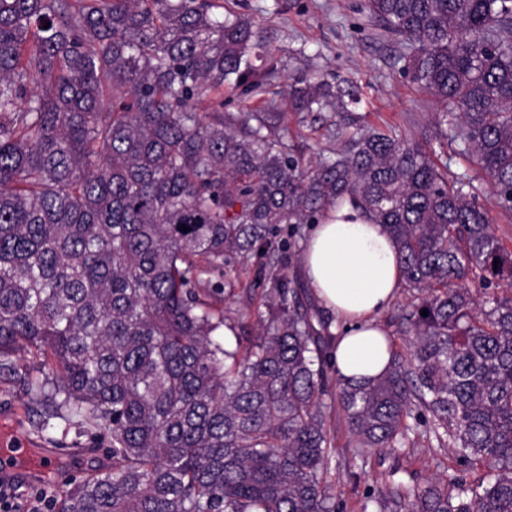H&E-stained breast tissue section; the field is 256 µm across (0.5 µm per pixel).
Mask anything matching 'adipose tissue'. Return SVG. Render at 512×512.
Masks as SVG:
<instances>
[{
	"mask_svg": "<svg viewBox=\"0 0 512 512\" xmlns=\"http://www.w3.org/2000/svg\"><path fill=\"white\" fill-rule=\"evenodd\" d=\"M318 302L343 325L333 356L346 380L369 381L388 368L381 314L402 283L394 244L365 211L343 202L313 225L300 256Z\"/></svg>",
	"mask_w": 512,
	"mask_h": 512,
	"instance_id": "obj_1",
	"label": "adipose tissue"
}]
</instances>
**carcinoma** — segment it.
Instances as JSON below:
<instances>
[{"mask_svg": "<svg viewBox=\"0 0 512 512\" xmlns=\"http://www.w3.org/2000/svg\"><path fill=\"white\" fill-rule=\"evenodd\" d=\"M366 6L408 44L437 151L352 117L309 166L276 105L224 111V85L248 96L274 77L255 21L224 0H0V373L33 355L27 387L53 400L40 429L94 428L112 459L57 512H336L332 336L279 231L343 200L386 228L419 300L409 353L391 345L382 376L339 381L349 435L381 452L432 434L495 471L372 501L512 512V248L439 158L477 166L512 212V0ZM288 94L299 112L357 102L328 82ZM254 256L255 329L226 305Z\"/></svg>", "mask_w": 512, "mask_h": 512, "instance_id": "carcinoma-1", "label": "carcinoma"}]
</instances>
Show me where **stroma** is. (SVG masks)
Masks as SVG:
<instances>
[{"instance_id": "stroma-1", "label": "stroma", "mask_w": 512, "mask_h": 512, "mask_svg": "<svg viewBox=\"0 0 512 512\" xmlns=\"http://www.w3.org/2000/svg\"><path fill=\"white\" fill-rule=\"evenodd\" d=\"M228 7L258 21L259 36L272 51L270 63L277 77L265 92L247 98L225 89V111L263 112L269 101H276L304 161H316L318 154H330L341 145L344 129L333 111H294L288 85L296 78L317 76L331 83L356 84L361 91L356 112L365 122L391 125L412 140L429 135L437 106L404 76L403 42L369 15L364 0H230ZM448 169L475 176L481 206L496 235L512 248V214L498 206L490 184L460 156L449 155ZM337 391V386H329L323 398L326 421L335 435L328 479L336 493V512H364L367 496L386 485L408 491L448 476L452 453L432 437H417L415 446L394 451L359 453L350 444ZM43 412V401L20 382L0 379V436L8 439L22 434L32 447L55 450L63 462L58 475L49 479L19 473L10 485L12 495L19 505L35 502L39 512H54V495L66 489L68 479L81 478L107 464L108 457L100 448L101 438L92 432L72 431L65 436L53 429L39 432L37 423Z\"/></svg>"}]
</instances>
